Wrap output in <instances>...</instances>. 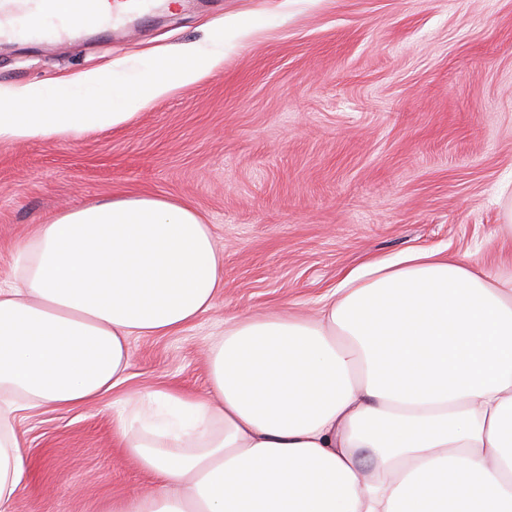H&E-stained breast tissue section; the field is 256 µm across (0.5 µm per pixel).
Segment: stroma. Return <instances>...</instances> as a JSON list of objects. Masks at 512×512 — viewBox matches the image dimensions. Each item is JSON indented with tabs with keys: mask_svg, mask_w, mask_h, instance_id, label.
Here are the masks:
<instances>
[{
	"mask_svg": "<svg viewBox=\"0 0 512 512\" xmlns=\"http://www.w3.org/2000/svg\"><path fill=\"white\" fill-rule=\"evenodd\" d=\"M230 30L220 65L126 124L0 141V272L68 208L155 196L196 210L224 289L188 327L130 341L126 383L18 416L32 464L14 512H101L151 476L114 440L128 398L204 393V351L253 314H315L372 260L414 249L512 272V0H179L90 35L0 49V85L138 66Z\"/></svg>",
	"mask_w": 512,
	"mask_h": 512,
	"instance_id": "obj_1",
	"label": "stroma"
}]
</instances>
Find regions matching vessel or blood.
<instances>
[{
    "label": "vessel or blood",
    "instance_id": "b4317fda",
    "mask_svg": "<svg viewBox=\"0 0 512 512\" xmlns=\"http://www.w3.org/2000/svg\"><path fill=\"white\" fill-rule=\"evenodd\" d=\"M37 0H0V41L31 40L51 44L68 40L77 29L112 25V18L101 15L96 0H76L75 24L47 27L36 18Z\"/></svg>",
    "mask_w": 512,
    "mask_h": 512
}]
</instances>
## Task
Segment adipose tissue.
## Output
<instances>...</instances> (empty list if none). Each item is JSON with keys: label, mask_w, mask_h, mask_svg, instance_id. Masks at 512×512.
<instances>
[{"label": "adipose tissue", "mask_w": 512, "mask_h": 512, "mask_svg": "<svg viewBox=\"0 0 512 512\" xmlns=\"http://www.w3.org/2000/svg\"><path fill=\"white\" fill-rule=\"evenodd\" d=\"M193 44L143 66L0 88V140L78 137L217 67ZM224 286V254L161 198L75 206L0 280V512L29 477L19 411L124 383L130 340L173 333ZM209 389L155 390L113 419L156 486L106 512H512V276L427 250L374 263L316 318L248 316L208 353Z\"/></svg>", "instance_id": "adipose-tissue-1"}]
</instances>
